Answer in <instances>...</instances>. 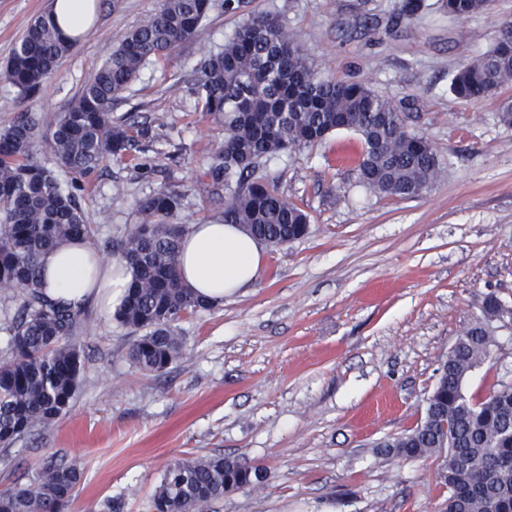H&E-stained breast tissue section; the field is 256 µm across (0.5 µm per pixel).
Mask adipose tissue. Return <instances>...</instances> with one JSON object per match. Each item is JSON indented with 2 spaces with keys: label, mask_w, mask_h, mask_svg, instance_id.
Segmentation results:
<instances>
[{
  "label": "adipose tissue",
  "mask_w": 512,
  "mask_h": 512,
  "mask_svg": "<svg viewBox=\"0 0 512 512\" xmlns=\"http://www.w3.org/2000/svg\"><path fill=\"white\" fill-rule=\"evenodd\" d=\"M265 251L262 242L235 224L214 220L192 225L183 237L178 258L182 279L196 296L218 306L238 295L262 273ZM44 292L54 299L79 306L119 307L131 281L120 260L103 262L84 242H65L42 259Z\"/></svg>",
  "instance_id": "adipose-tissue-1"
}]
</instances>
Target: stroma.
<instances>
[{"mask_svg": "<svg viewBox=\"0 0 512 512\" xmlns=\"http://www.w3.org/2000/svg\"><path fill=\"white\" fill-rule=\"evenodd\" d=\"M52 2L0 0V67ZM425 3L408 20L400 0H214L195 35L145 65L115 109L154 125L153 168L132 153L80 177L57 168L38 142L37 159L56 168L62 187H78L104 261L137 224L138 201L160 189L181 195L171 223L218 218L227 189L204 199L195 185L223 132L195 109L190 88L199 61L260 13L296 33L323 77L403 102L441 174L413 198L367 192L348 162L360 150L351 130L267 162L262 175L307 213L306 234L268 248L259 279L237 296L186 314L178 323L185 356L165 374L140 372L128 356L132 335L89 308L74 406L0 452V488L26 481L54 455L83 470L68 512H103L109 498L122 512H154L170 462L224 455L269 476L211 512H444L435 458L388 455L379 445L423 417L437 368L484 296L512 307V128L498 120L512 83L479 100L450 89L456 71L512 20V0H490L461 20L440 0ZM96 5L89 33L39 92L25 98L0 81V128L24 110L43 122L63 111L160 0ZM496 340L495 355L464 383L470 398L512 383V331Z\"/></svg>", "mask_w": 512, "mask_h": 512, "instance_id": "obj_1", "label": "stroma"}]
</instances>
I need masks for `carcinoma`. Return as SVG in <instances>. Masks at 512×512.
<instances>
[{
  "label": "carcinoma",
  "instance_id": "cac0c4a2",
  "mask_svg": "<svg viewBox=\"0 0 512 512\" xmlns=\"http://www.w3.org/2000/svg\"><path fill=\"white\" fill-rule=\"evenodd\" d=\"M488 0H441L448 15L466 18ZM213 0H161L158 10L130 30L110 58L45 125L21 112L0 129V288L19 301L9 319L8 344L0 360V448L68 414L76 400L83 360L78 334L84 311L43 292L41 261L63 241L94 240L79 198L62 188L55 171L34 157L43 139L59 166L79 176L94 172L109 156L146 152L153 128L112 116L141 68L197 32ZM78 39L62 34L44 12L15 45L0 80L22 96L38 91ZM193 95L224 129L197 192L208 197L231 180L236 186L221 220L239 224L270 247L306 234L307 214L256 175L260 164L286 151L321 143L338 130H352L361 152L352 160L359 186L386 197L410 198L428 189L440 166L430 143L410 131L407 115L393 100L362 83L318 75L296 36L266 14L240 24L224 47L199 66ZM512 82V23H504L495 44L452 77L462 98L479 99ZM179 195L160 190L138 202V224L117 255L131 271V283L115 313L134 335L133 364L163 373L183 357L177 322L208 308L180 278L177 257L186 228L165 219L179 207ZM505 306L490 293L473 325L457 337L437 371L425 416L406 433L380 444L409 459L440 460V484L448 488L446 512H512V384L499 385L484 401L463 392L467 375L491 358L497 340L487 335ZM82 468L50 456L25 483L0 489V512H66L77 496ZM259 468L224 456L185 458L168 464L153 495L156 512H209L224 495L263 485Z\"/></svg>",
  "mask_w": 512,
  "mask_h": 512
}]
</instances>
